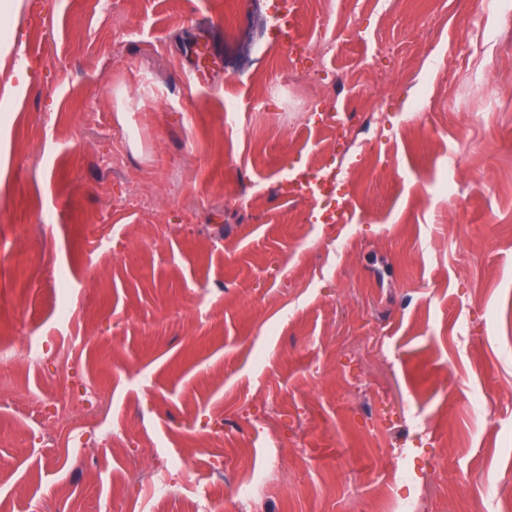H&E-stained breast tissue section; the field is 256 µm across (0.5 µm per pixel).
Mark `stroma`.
Masks as SVG:
<instances>
[{
	"label": "stroma",
	"mask_w": 512,
	"mask_h": 512,
	"mask_svg": "<svg viewBox=\"0 0 512 512\" xmlns=\"http://www.w3.org/2000/svg\"><path fill=\"white\" fill-rule=\"evenodd\" d=\"M281 6L21 0L27 85L0 112L7 512H504L476 489L512 495V0H480L489 39L471 0H305L328 46L255 70L227 32ZM291 66L344 74L355 143L294 95L257 116ZM335 159L333 197H284ZM341 204L351 223H321ZM29 339L49 344L36 367ZM87 386L70 420L91 451L37 414Z\"/></svg>",
	"instance_id": "35a3bbf8"
}]
</instances>
